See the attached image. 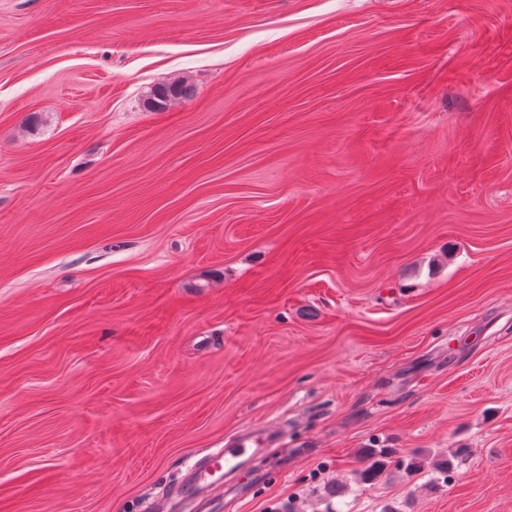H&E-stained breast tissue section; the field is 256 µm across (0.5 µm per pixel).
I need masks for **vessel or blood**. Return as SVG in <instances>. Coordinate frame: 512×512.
Wrapping results in <instances>:
<instances>
[{
    "label": "vessel or blood",
    "mask_w": 512,
    "mask_h": 512,
    "mask_svg": "<svg viewBox=\"0 0 512 512\" xmlns=\"http://www.w3.org/2000/svg\"><path fill=\"white\" fill-rule=\"evenodd\" d=\"M276 433L259 425L227 437L221 448L190 466L155 512H204L205 504L237 482L244 466L270 445Z\"/></svg>",
    "instance_id": "b4317fda"
}]
</instances>
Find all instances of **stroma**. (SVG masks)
Instances as JSON below:
<instances>
[{
  "label": "stroma",
  "instance_id": "35a3bbf8",
  "mask_svg": "<svg viewBox=\"0 0 512 512\" xmlns=\"http://www.w3.org/2000/svg\"><path fill=\"white\" fill-rule=\"evenodd\" d=\"M253 425L221 512H512V0H0V512ZM187 93L184 79L174 80L169 83L156 86L146 101L149 110H163L173 101L182 98ZM393 451L390 448H363L360 458L365 465L357 470L358 479L362 484H371L377 480L388 467Z\"/></svg>",
  "mask_w": 512,
  "mask_h": 512
}]
</instances>
